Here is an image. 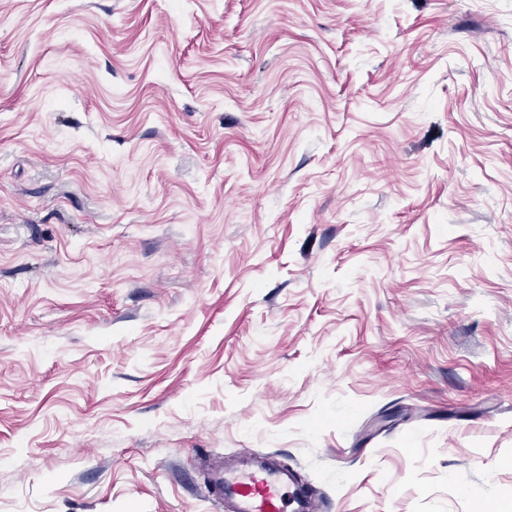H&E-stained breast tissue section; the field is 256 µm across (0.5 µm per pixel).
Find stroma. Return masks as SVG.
<instances>
[{
	"mask_svg": "<svg viewBox=\"0 0 512 512\" xmlns=\"http://www.w3.org/2000/svg\"><path fill=\"white\" fill-rule=\"evenodd\" d=\"M512 512V0H0V512ZM210 492L231 512H321V500L303 486L297 472L251 448L212 468ZM290 508V510H288Z\"/></svg>",
	"mask_w": 512,
	"mask_h": 512,
	"instance_id": "obj_1",
	"label": "stroma"
}]
</instances>
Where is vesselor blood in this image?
<instances>
[{"label": "vessel or blood", "instance_id": "b4317fda", "mask_svg": "<svg viewBox=\"0 0 512 512\" xmlns=\"http://www.w3.org/2000/svg\"><path fill=\"white\" fill-rule=\"evenodd\" d=\"M210 492L229 512H321L323 504L297 472L249 448L212 468Z\"/></svg>", "mask_w": 512, "mask_h": 512}]
</instances>
